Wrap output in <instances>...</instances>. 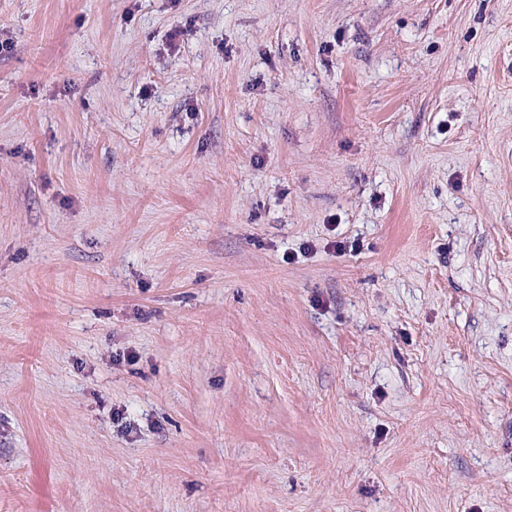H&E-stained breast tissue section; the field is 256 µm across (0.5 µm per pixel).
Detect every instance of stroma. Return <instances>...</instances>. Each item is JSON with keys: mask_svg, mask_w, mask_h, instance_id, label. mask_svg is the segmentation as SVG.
Returning <instances> with one entry per match:
<instances>
[{"mask_svg": "<svg viewBox=\"0 0 512 512\" xmlns=\"http://www.w3.org/2000/svg\"><path fill=\"white\" fill-rule=\"evenodd\" d=\"M0 512H512V0H0Z\"/></svg>", "mask_w": 512, "mask_h": 512, "instance_id": "stroma-1", "label": "stroma"}]
</instances>
